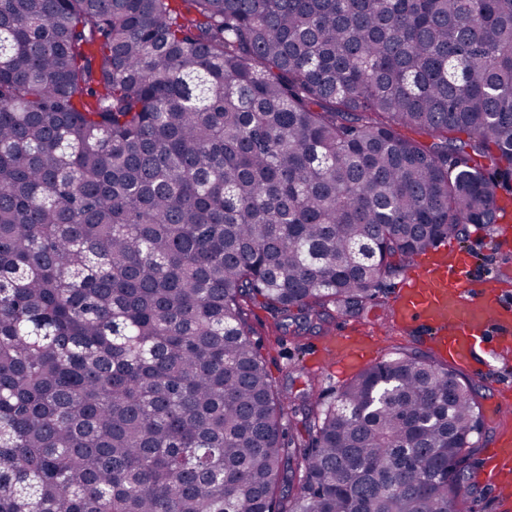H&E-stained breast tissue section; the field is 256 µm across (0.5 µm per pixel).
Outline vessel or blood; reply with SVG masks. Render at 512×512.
<instances>
[{"label": "vessel or blood", "instance_id": "vessel-or-blood-1", "mask_svg": "<svg viewBox=\"0 0 512 512\" xmlns=\"http://www.w3.org/2000/svg\"><path fill=\"white\" fill-rule=\"evenodd\" d=\"M398 328L423 331L440 353L472 365L478 347L491 356L512 351V288L473 275L467 257L443 245L412 265L394 298ZM483 482L501 512H512V434H500L486 456Z\"/></svg>", "mask_w": 512, "mask_h": 512}]
</instances>
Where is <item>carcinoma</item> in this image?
I'll return each mask as SVG.
<instances>
[{
	"instance_id": "obj_1",
	"label": "carcinoma",
	"mask_w": 512,
	"mask_h": 512,
	"mask_svg": "<svg viewBox=\"0 0 512 512\" xmlns=\"http://www.w3.org/2000/svg\"><path fill=\"white\" fill-rule=\"evenodd\" d=\"M500 200L512 0H0V512H463L469 383L291 395L245 304L310 328Z\"/></svg>"
}]
</instances>
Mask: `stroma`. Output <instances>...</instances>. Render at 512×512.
Segmentation results:
<instances>
[{"mask_svg": "<svg viewBox=\"0 0 512 512\" xmlns=\"http://www.w3.org/2000/svg\"><path fill=\"white\" fill-rule=\"evenodd\" d=\"M496 232L497 228L493 225L470 229L468 237L460 240L459 245L472 256L474 276L512 283V250H497L489 244ZM400 281L397 275L385 279L376 299L358 310L345 313L336 307H328L323 314L321 330L317 333L281 328V314L266 307L263 299L248 301L245 306L247 322L276 386L296 392L310 385L322 401L332 400L350 375L333 369L317 368L310 359V352L323 337L334 335L338 324L343 322L374 335L375 346L366 357L365 366L370 367L388 359L398 347L436 357L437 352L426 335L415 331H398L393 327L392 297ZM461 374L472 387L484 418L478 450L469 469V482L475 499L473 508L475 512H496L494 495L483 486L478 473L487 449L493 447L498 436V418L502 413L498 382L502 377H512V362L495 359L486 372L465 368Z\"/></svg>", "mask_w": 512, "mask_h": 512, "instance_id": "35a3bbf8", "label": "stroma"}]
</instances>
